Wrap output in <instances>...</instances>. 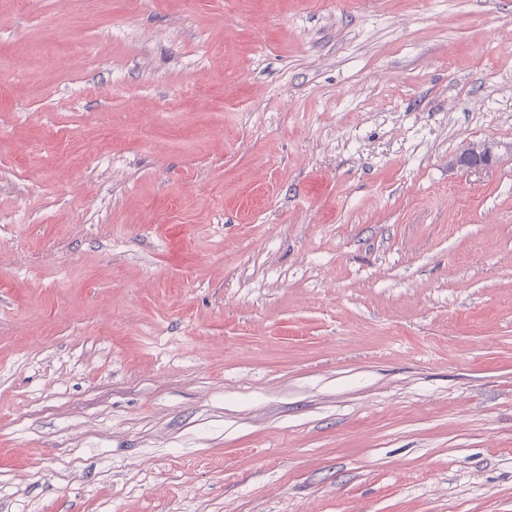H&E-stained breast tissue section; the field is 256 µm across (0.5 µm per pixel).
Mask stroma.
I'll return each instance as SVG.
<instances>
[{"mask_svg": "<svg viewBox=\"0 0 512 512\" xmlns=\"http://www.w3.org/2000/svg\"><path fill=\"white\" fill-rule=\"evenodd\" d=\"M512 0H0V512H512ZM455 164L471 170L487 169L497 164V156L491 144L473 142L464 145L456 153Z\"/></svg>", "mask_w": 512, "mask_h": 512, "instance_id": "35a3bbf8", "label": "stroma"}]
</instances>
